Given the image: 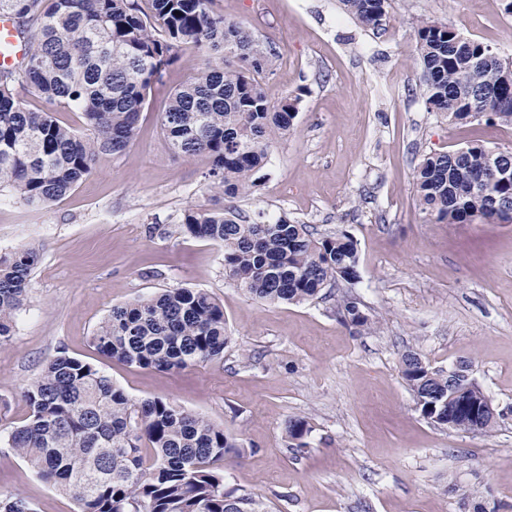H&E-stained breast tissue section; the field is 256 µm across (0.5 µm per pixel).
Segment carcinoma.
<instances>
[{
	"label": "carcinoma",
	"instance_id": "obj_1",
	"mask_svg": "<svg viewBox=\"0 0 512 512\" xmlns=\"http://www.w3.org/2000/svg\"><path fill=\"white\" fill-rule=\"evenodd\" d=\"M214 0H0L21 35L39 30L23 60L0 70V193L41 209L61 200L92 170L100 154L119 155L135 138L146 92L192 47L205 59L171 92L161 113L170 149L204 155L207 190L245 195L288 135L299 96L270 103L259 77L275 54L246 27L224 20ZM359 24L377 30L389 0H339ZM420 84L431 112L450 124L488 118L512 126V60L490 46L425 19L416 31ZM37 98L46 108L31 107ZM57 108L82 115L84 130L62 124ZM415 195L425 220L442 224H512V152L493 155L480 143L424 156ZM181 232L224 249V272L252 296L301 303L324 288L360 278L357 242L339 232L315 235L281 217L247 221L230 208H191ZM40 252L23 246L0 254V346L14 331ZM337 315L358 336L377 327L356 299ZM224 308L203 290L171 288L114 305L91 336L104 358L141 369L182 370L224 356ZM401 374L421 415L462 432L488 433L498 418L477 419L470 407L486 393L471 378L453 386L448 374L413 350ZM30 414L7 444L39 477L75 504L74 512H260L251 496L224 490L226 454L237 447L217 425L173 403L130 399L93 364L62 350L27 385ZM306 446L308 419L286 427ZM0 512H35L17 493L0 492Z\"/></svg>",
	"mask_w": 512,
	"mask_h": 512
}]
</instances>
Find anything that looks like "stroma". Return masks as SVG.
<instances>
[{"label":"stroma","instance_id":"35a3bbf8","mask_svg":"<svg viewBox=\"0 0 512 512\" xmlns=\"http://www.w3.org/2000/svg\"><path fill=\"white\" fill-rule=\"evenodd\" d=\"M276 53L271 103L300 92L288 137L277 143L242 215L288 219L318 234L348 232L360 278L303 304L252 298L224 273L215 243L180 230L186 209L214 204L209 161L170 152L159 118L171 91L201 62L183 52L147 95L134 141L100 156L48 209L0 196V253L39 246L41 260L15 332L0 346V491L36 512H73L6 445L29 414L26 385L64 350L107 374L131 399L163 398L223 425L242 447L224 462V488L263 512H512V224L426 223L413 175L422 158L477 141L512 147V127L451 125L419 87L417 25L429 18L512 58L504 0H390L373 31L337 0H214ZM210 292L224 307V358L181 371L102 359L90 343L113 306L170 288ZM356 298L380 318L358 336L336 317ZM431 367L469 362L505 410L487 434L425 419L400 374L405 349ZM312 431L290 448L288 420Z\"/></svg>","mask_w":512,"mask_h":512}]
</instances>
